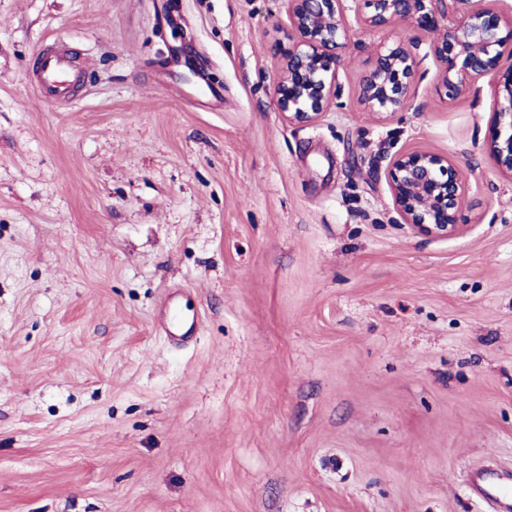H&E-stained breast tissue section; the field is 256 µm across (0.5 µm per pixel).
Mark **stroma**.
<instances>
[{"mask_svg": "<svg viewBox=\"0 0 512 512\" xmlns=\"http://www.w3.org/2000/svg\"><path fill=\"white\" fill-rule=\"evenodd\" d=\"M343 7L337 98L292 125L284 0H0V512H492L466 480L512 470L494 86L449 96L400 27L415 89L369 111L385 35ZM57 46L66 106L29 69ZM412 150L457 165L460 234L401 223L386 172ZM173 288L182 344L155 324Z\"/></svg>", "mask_w": 512, "mask_h": 512, "instance_id": "obj_1", "label": "stroma"}]
</instances>
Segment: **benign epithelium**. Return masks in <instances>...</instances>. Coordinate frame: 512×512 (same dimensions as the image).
I'll use <instances>...</instances> for the list:
<instances>
[{"label": "benign epithelium", "mask_w": 512, "mask_h": 512, "mask_svg": "<svg viewBox=\"0 0 512 512\" xmlns=\"http://www.w3.org/2000/svg\"><path fill=\"white\" fill-rule=\"evenodd\" d=\"M296 33L283 55L276 81V109L290 124L315 121L336 98V49L349 35L343 0H286ZM363 24L390 32L410 24L435 35L431 51L438 78L455 96L480 80L496 81L495 112L485 141L497 165L512 175V67L501 71L504 50L512 52V14L491 5L453 21L441 0H364ZM417 62L401 38L385 43L361 84L360 97L373 112H396L411 96ZM393 205L403 223L426 235L451 237L461 231V178L446 155L411 151L398 155L386 173Z\"/></svg>", "instance_id": "7a95c632"}]
</instances>
